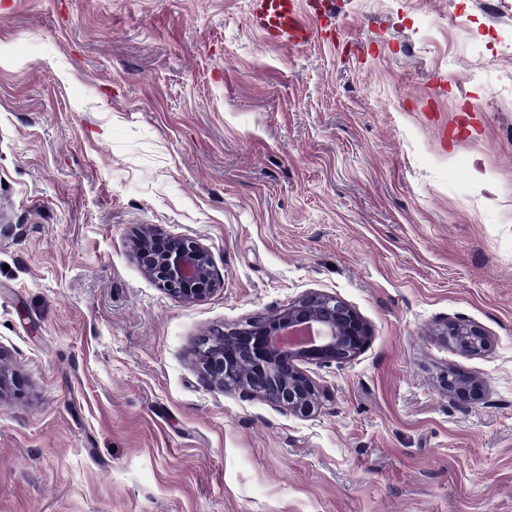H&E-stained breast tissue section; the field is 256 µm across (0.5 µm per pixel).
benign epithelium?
Masks as SVG:
<instances>
[{"label":"benign epithelium","mask_w":512,"mask_h":512,"mask_svg":"<svg viewBox=\"0 0 512 512\" xmlns=\"http://www.w3.org/2000/svg\"><path fill=\"white\" fill-rule=\"evenodd\" d=\"M133 247L139 268L173 298L199 300L219 285L209 250L191 238L145 224ZM446 335L465 355H479L491 345L476 324L452 321ZM368 339L367 324L345 302L308 292L272 315L214 330L198 346L196 360L211 384L305 415L319 406L325 391L303 365L348 362ZM441 384L461 402L475 399L483 388L478 376L459 371L443 374Z\"/></svg>","instance_id":"7a95c632"}]
</instances>
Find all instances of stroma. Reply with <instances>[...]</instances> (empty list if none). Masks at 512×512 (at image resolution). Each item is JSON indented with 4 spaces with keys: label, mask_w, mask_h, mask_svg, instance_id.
Returning a JSON list of instances; mask_svg holds the SVG:
<instances>
[{
    "label": "stroma",
    "mask_w": 512,
    "mask_h": 512,
    "mask_svg": "<svg viewBox=\"0 0 512 512\" xmlns=\"http://www.w3.org/2000/svg\"><path fill=\"white\" fill-rule=\"evenodd\" d=\"M250 6L0 0V512H512V0H334L299 46ZM141 224L220 287L159 288ZM308 292L370 330L313 413L207 384L201 338ZM133 247L139 268L173 298L199 300L219 285L209 250L191 238L145 224L136 232ZM445 333L454 347L465 355H479L491 345L490 336L476 324L452 321L447 324ZM441 384L448 394L456 397L461 402L474 400L483 388V381L471 373L449 371L441 376Z\"/></svg>",
    "instance_id": "stroma-1"
}]
</instances>
